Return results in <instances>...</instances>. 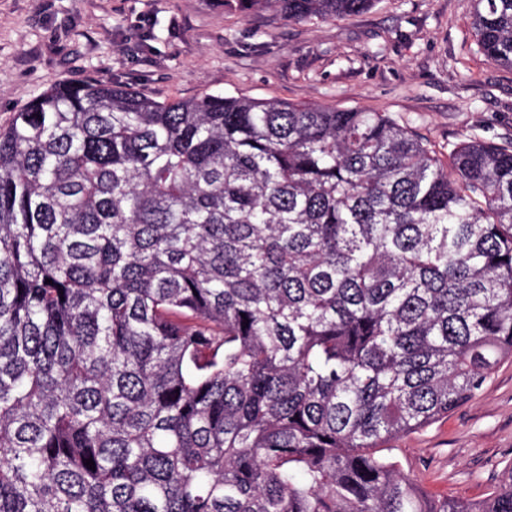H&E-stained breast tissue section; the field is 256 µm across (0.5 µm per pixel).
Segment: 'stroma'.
I'll return each mask as SVG.
<instances>
[{"label":"stroma","instance_id":"1","mask_svg":"<svg viewBox=\"0 0 512 512\" xmlns=\"http://www.w3.org/2000/svg\"><path fill=\"white\" fill-rule=\"evenodd\" d=\"M474 0H376L291 22L224 0H0V125L52 85L95 79L157 100L204 92L387 113L447 157L512 141V70L483 56ZM436 500H476L512 466V359L447 418L392 441Z\"/></svg>","mask_w":512,"mask_h":512}]
</instances>
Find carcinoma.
Listing matches in <instances>:
<instances>
[{
  "instance_id": "1",
  "label": "carcinoma",
  "mask_w": 512,
  "mask_h": 512,
  "mask_svg": "<svg viewBox=\"0 0 512 512\" xmlns=\"http://www.w3.org/2000/svg\"><path fill=\"white\" fill-rule=\"evenodd\" d=\"M472 26L512 68V0ZM506 358L512 144L91 80L0 126V512H512L382 454Z\"/></svg>"
}]
</instances>
